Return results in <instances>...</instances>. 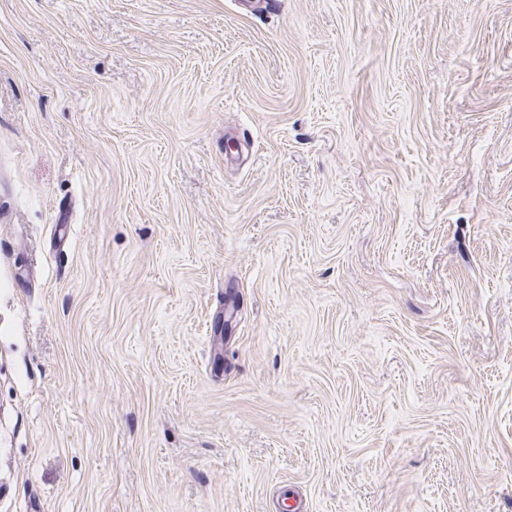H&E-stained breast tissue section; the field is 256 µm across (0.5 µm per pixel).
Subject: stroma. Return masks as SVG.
I'll return each mask as SVG.
<instances>
[{
	"label": "stroma",
	"instance_id": "1",
	"mask_svg": "<svg viewBox=\"0 0 512 512\" xmlns=\"http://www.w3.org/2000/svg\"><path fill=\"white\" fill-rule=\"evenodd\" d=\"M512 512V0H0V512Z\"/></svg>",
	"mask_w": 512,
	"mask_h": 512
}]
</instances>
